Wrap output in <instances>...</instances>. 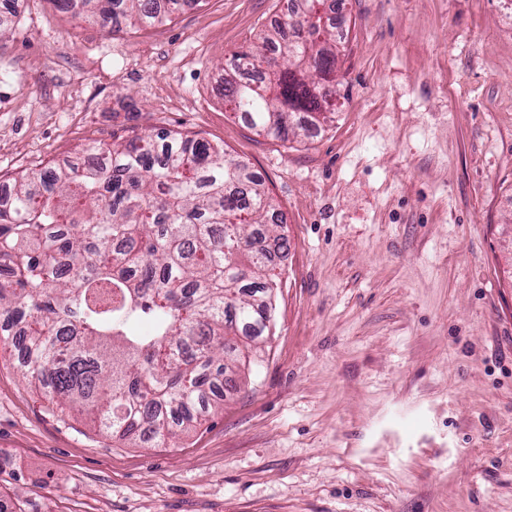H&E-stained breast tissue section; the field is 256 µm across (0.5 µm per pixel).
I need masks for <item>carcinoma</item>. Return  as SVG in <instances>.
<instances>
[{
  "label": "carcinoma",
  "mask_w": 512,
  "mask_h": 512,
  "mask_svg": "<svg viewBox=\"0 0 512 512\" xmlns=\"http://www.w3.org/2000/svg\"><path fill=\"white\" fill-rule=\"evenodd\" d=\"M194 0H79L108 33L162 21ZM320 0H295L264 43L236 52L224 97L252 129L278 139L334 111L336 36L311 23ZM77 167L14 180L0 202V345L25 338L23 365L62 409L86 413L116 442L158 447L198 422L203 391L237 385L239 346L271 333L280 272L255 246L287 239L267 222L262 181L224 149L178 132L82 148Z\"/></svg>",
  "instance_id": "cac0c4a2"
}]
</instances>
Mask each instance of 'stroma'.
Segmentation results:
<instances>
[{
    "mask_svg": "<svg viewBox=\"0 0 512 512\" xmlns=\"http://www.w3.org/2000/svg\"><path fill=\"white\" fill-rule=\"evenodd\" d=\"M340 93L276 139L222 63L289 0H192L112 36L16 0L0 186L162 129L260 177L288 239L272 333L177 445L53 411L0 355V500L22 512H512V0H343Z\"/></svg>",
    "mask_w": 512,
    "mask_h": 512,
    "instance_id": "35a3bbf8",
    "label": "stroma"
}]
</instances>
